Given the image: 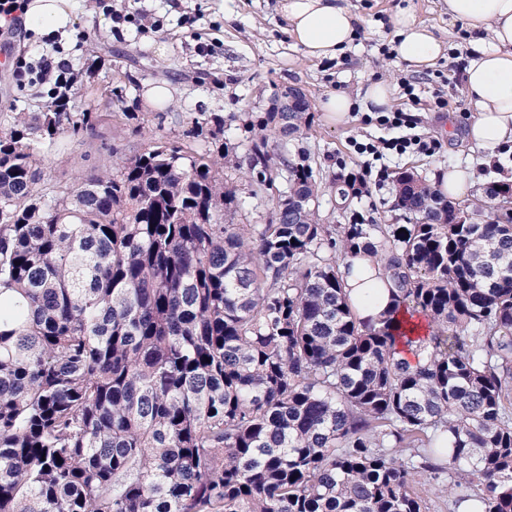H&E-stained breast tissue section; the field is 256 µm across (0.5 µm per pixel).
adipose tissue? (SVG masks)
<instances>
[{"label":"adipose tissue","instance_id":"obj_1","mask_svg":"<svg viewBox=\"0 0 512 512\" xmlns=\"http://www.w3.org/2000/svg\"><path fill=\"white\" fill-rule=\"evenodd\" d=\"M448 14L463 20L473 37L466 85L476 110L468 139L477 146L495 149L512 143V0H447ZM287 31L306 55L335 57L348 46L356 18L344 0H281ZM28 25L36 34L67 31L72 23L69 0H30ZM394 51L399 59L423 70L432 67L445 50L433 30L416 21L409 11L397 10L392 18ZM348 278L351 297L362 318H378L389 306L387 289L368 298L365 278H378L376 259L358 257Z\"/></svg>","mask_w":512,"mask_h":512}]
</instances>
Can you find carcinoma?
Listing matches in <instances>:
<instances>
[{
	"instance_id": "carcinoma-1",
	"label": "carcinoma",
	"mask_w": 512,
	"mask_h": 512,
	"mask_svg": "<svg viewBox=\"0 0 512 512\" xmlns=\"http://www.w3.org/2000/svg\"><path fill=\"white\" fill-rule=\"evenodd\" d=\"M310 119L263 113L241 161L202 112L185 136L216 160L155 145L43 187L32 133L96 113L0 129V512H423L416 479L444 473L453 512H512V215L460 224L407 171L409 223L320 224L305 155L257 177L268 128ZM220 160L257 192L283 179L269 223L228 221ZM360 253L392 284L375 321L347 286Z\"/></svg>"
}]
</instances>
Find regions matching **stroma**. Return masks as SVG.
Wrapping results in <instances>:
<instances>
[{"instance_id": "35a3bbf8", "label": "stroma", "mask_w": 512, "mask_h": 512, "mask_svg": "<svg viewBox=\"0 0 512 512\" xmlns=\"http://www.w3.org/2000/svg\"><path fill=\"white\" fill-rule=\"evenodd\" d=\"M72 25L59 43L79 69L73 99L77 112L98 115L91 134L80 140L58 136L52 145L39 146L36 168L42 181L111 171L117 163L165 143L198 156L208 153V139L188 138L184 132L199 112L224 115V140L245 155L252 134L246 122L268 111L274 95L285 86L301 87L309 100L311 121L295 142L282 144L269 134L272 156L304 152L319 184L318 217L323 224H349L363 216L368 224H400L394 208L393 179L404 169L431 180L438 170L453 165L471 167L472 198L484 196L488 183L512 178V151L485 164L486 149L470 143L467 130L475 117L464 79L450 80L455 65L467 58L471 33L465 22L449 17L445 0H345L358 19L356 34L333 59H312L287 33L279 0H112V8L127 16L113 30L96 0H74ZM412 13L433 27L448 45L444 58L420 72L393 52L391 18L397 9ZM166 53H158L157 43ZM384 80L393 88V108L412 115L414 134L435 140L434 154L406 152L383 159L382 173L366 172L364 156L351 143L391 138L393 130L365 124V111L354 107L346 122H329L320 110L328 93L340 90L357 95L369 83ZM165 81L171 86L170 106L148 107L142 90ZM412 84L416 99L403 87ZM121 91L110 100L104 88ZM445 100L435 110V100ZM48 105L35 89L19 88L10 74L0 73V126L9 127L14 113L44 112ZM365 175L369 194L354 198L348 210L336 207L331 184L336 173ZM225 179L237 187L236 224H264L271 217L274 190L253 193L240 171L226 169Z\"/></svg>"}]
</instances>
